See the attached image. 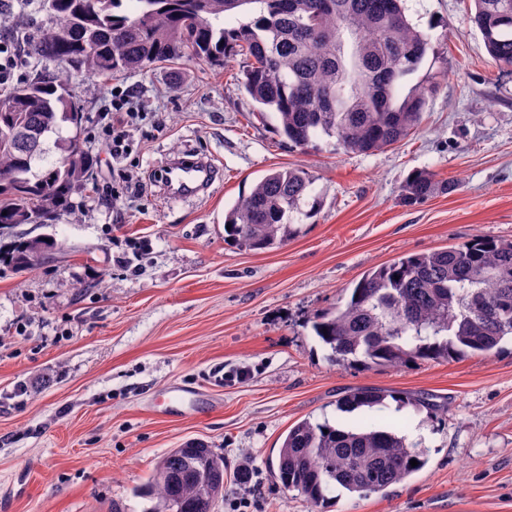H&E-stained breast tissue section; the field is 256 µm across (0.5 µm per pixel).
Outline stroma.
<instances>
[{"mask_svg": "<svg viewBox=\"0 0 512 512\" xmlns=\"http://www.w3.org/2000/svg\"><path fill=\"white\" fill-rule=\"evenodd\" d=\"M405 8L431 38L424 65L438 86L417 130L372 154L290 146L242 90L234 55L113 76L145 101L116 160L102 148L110 95L70 72L97 164L72 213L40 227L55 248L31 271L0 268V512H148L141 491L156 461L188 443L227 465L214 512L244 499V512H311L268 462L289 426L336 421L337 400L364 386L437 404L390 400L346 417L419 425L428 462L383 491L339 493L326 512H512L511 341L488 356L368 369L333 361L313 331L373 267L512 238V74L489 58L468 0ZM188 153L211 160L217 179L174 200L160 175ZM288 166L313 175L315 216L278 249L227 245L225 211ZM416 170L456 188L404 203ZM176 384L195 388L200 408L169 411Z\"/></svg>", "mask_w": 512, "mask_h": 512, "instance_id": "obj_1", "label": "stroma"}]
</instances>
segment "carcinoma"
<instances>
[{
    "label": "carcinoma",
    "mask_w": 512,
    "mask_h": 512,
    "mask_svg": "<svg viewBox=\"0 0 512 512\" xmlns=\"http://www.w3.org/2000/svg\"><path fill=\"white\" fill-rule=\"evenodd\" d=\"M54 27L31 51L57 72L39 74L7 95L0 110V226L24 224L33 210L60 216L84 184L94 159L77 152L72 116L78 104L63 75L70 70L105 79L193 58L222 63L249 59L243 88L276 132L298 148L319 138L352 154L382 151L419 126L435 76L413 79L431 50L429 37L407 18L402 0H53ZM471 21L486 52L512 72V0H472ZM251 13L236 28L224 16ZM54 160L43 163L46 141ZM314 178L304 168L273 170L225 213L224 241L240 250L278 248L300 232L316 207L304 210ZM455 184L420 170L402 199L415 204ZM18 239L0 256L17 271L34 267ZM399 279H394V276ZM313 330L337 362L366 367L426 360H460L498 351L512 340V239L480 237L441 250L408 254L373 268L345 303L317 317ZM394 392L360 387L336 401L341 411L373 409ZM418 465L413 467L410 460ZM427 450L390 429L339 428L303 419L288 429L276 460L281 484L312 506L339 487L365 496L400 483L427 464ZM224 456L203 445L174 448L157 461L141 494L150 512H213L224 497Z\"/></svg>",
    "instance_id": "1"
}]
</instances>
